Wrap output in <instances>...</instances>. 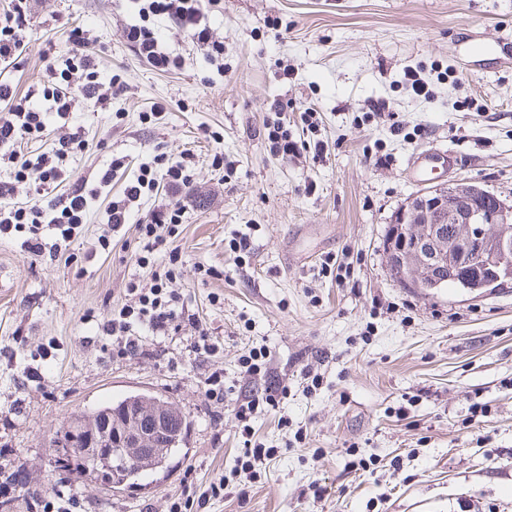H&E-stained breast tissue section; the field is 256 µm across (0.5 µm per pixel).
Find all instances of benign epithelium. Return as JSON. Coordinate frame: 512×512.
I'll return each mask as SVG.
<instances>
[{
	"instance_id": "benign-epithelium-1",
	"label": "benign epithelium",
	"mask_w": 512,
	"mask_h": 512,
	"mask_svg": "<svg viewBox=\"0 0 512 512\" xmlns=\"http://www.w3.org/2000/svg\"><path fill=\"white\" fill-rule=\"evenodd\" d=\"M493 196L470 181L433 186L410 199L395 215L387 236L388 260L400 283L423 295L429 283L454 255L459 268L491 271L512 269V207L503 201L493 208L476 199ZM166 406L123 405L121 420L86 427L73 417L76 434L68 450L87 459L107 456L117 448L130 453H154L169 429Z\"/></svg>"
}]
</instances>
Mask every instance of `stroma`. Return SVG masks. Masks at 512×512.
I'll list each match as a JSON object with an SVG mask.
<instances>
[{"mask_svg":"<svg viewBox=\"0 0 512 512\" xmlns=\"http://www.w3.org/2000/svg\"><path fill=\"white\" fill-rule=\"evenodd\" d=\"M203 7L224 45L220 69L160 16L152 25L183 66L154 70L120 35L138 18L134 0H37L19 63L0 73L24 96L72 51L73 28H91L102 80L125 85L111 109L122 120L86 101L22 150L80 131L68 169L84 182L126 159L70 259L53 255L50 227L36 258L22 250L26 230L0 234V471L24 464L33 489L78 493L84 512H167L218 481L224 496L204 512H512V284L424 296L393 281L384 249L395 213L425 187L476 181L512 205V0ZM408 68L430 98L414 95ZM276 99L289 133L322 141V158L270 154ZM186 152L196 184L181 199L172 286L219 350L196 353L186 323L144 339L145 355L120 356L97 325L151 270L137 262L134 227L105 213L141 165ZM418 152L437 161L424 183L407 171ZM239 235L252 241L240 259L229 249ZM252 348L266 351V376L241 370ZM215 371L220 400L204 394ZM279 385L287 398L260 408L243 436L237 403ZM135 391L187 417L168 469L113 488L56 467L50 441L69 418ZM477 402L488 407L478 418ZM248 442L278 451L253 475L234 470Z\"/></svg>","mask_w":512,"mask_h":512,"instance_id":"35a3bbf8","label":"stroma"}]
</instances>
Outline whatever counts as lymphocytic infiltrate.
<instances>
[{"label": "lymphocytic infiltrate", "instance_id": "1", "mask_svg": "<svg viewBox=\"0 0 512 512\" xmlns=\"http://www.w3.org/2000/svg\"><path fill=\"white\" fill-rule=\"evenodd\" d=\"M35 2L8 0L4 11L0 12L1 65L13 64L21 57L24 48L21 31ZM136 3L139 20L126 25L121 37L154 69L167 72L181 66L180 59L168 51L150 25L151 18L160 15L168 16L192 42L205 48L211 62L223 61L224 45L214 40L200 0H136ZM91 38L90 30L74 31L73 53L63 59L61 66H49L48 80L41 89L17 99L10 86L0 83V99L14 102L10 112L0 115V159L13 168L12 178L0 181V198L14 197L23 184L45 191L64 182L66 163L83 144L79 135L66 133L51 151L36 156L21 153L23 140L40 137L49 117L67 119L70 112L85 100L111 105L113 95L122 92L123 84L119 79L101 81L95 57L84 52L83 47ZM123 164V158H112L99 171L95 185L79 182L73 184L66 195L49 201L38 199L23 207L1 208L0 232L28 228L23 248L28 255L38 257L47 247L39 228L53 224L61 231V240L55 243V250H67L76 229L86 223L92 201L102 189L111 185L113 173ZM162 186L175 197L193 191L195 179L189 155L172 161L159 154L153 164L141 167L122 197L111 201L106 211L108 223L116 227L130 223L133 204ZM182 213L180 203L174 199L154 207L138 224L139 264H148L151 255L160 252L168 254L170 261H177L178 251L170 247L169 241L176 235ZM173 275V270L169 269L153 272L147 284L130 281L126 288L127 302L111 310L100 324L101 334L111 337L121 354L143 355L144 336L171 335L186 321V310L169 286Z\"/></svg>", "mask_w": 512, "mask_h": 512}]
</instances>
